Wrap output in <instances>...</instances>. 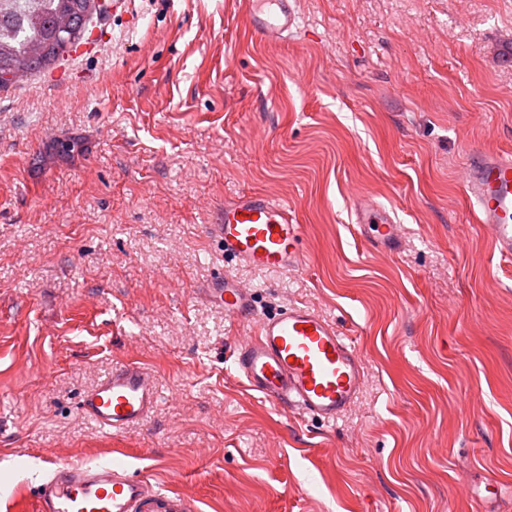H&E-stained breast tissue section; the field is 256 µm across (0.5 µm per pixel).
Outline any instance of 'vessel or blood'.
Masks as SVG:
<instances>
[{
    "label": "vessel or blood",
    "mask_w": 512,
    "mask_h": 512,
    "mask_svg": "<svg viewBox=\"0 0 512 512\" xmlns=\"http://www.w3.org/2000/svg\"><path fill=\"white\" fill-rule=\"evenodd\" d=\"M240 6L258 40H283L299 27V0H241ZM463 190L495 251L511 258L512 155H472ZM355 225L366 241L390 252L401 239V226L390 211L367 196L355 205ZM207 232L226 258L254 270L285 272L301 261L300 225L285 204L263 193L225 198L223 223L208 225ZM196 296L222 308L231 323L249 327V336L233 350L247 391L284 413L325 424L336 423L357 403L366 382L364 363L348 336L316 309L295 304L259 314L253 290L227 274L197 289ZM159 402L154 374L132 361L113 367L85 391L80 410L117 434L150 417ZM36 499L38 512H197L181 491L155 488L109 454L92 463L47 460Z\"/></svg>",
    "instance_id": "1"
}]
</instances>
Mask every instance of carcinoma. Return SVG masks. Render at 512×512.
<instances>
[{"instance_id":"carcinoma-1","label":"carcinoma","mask_w":512,"mask_h":512,"mask_svg":"<svg viewBox=\"0 0 512 512\" xmlns=\"http://www.w3.org/2000/svg\"><path fill=\"white\" fill-rule=\"evenodd\" d=\"M101 12L100 0H0V73L49 70L83 39L89 22ZM62 16L82 22L68 43L57 33Z\"/></svg>"}]
</instances>
